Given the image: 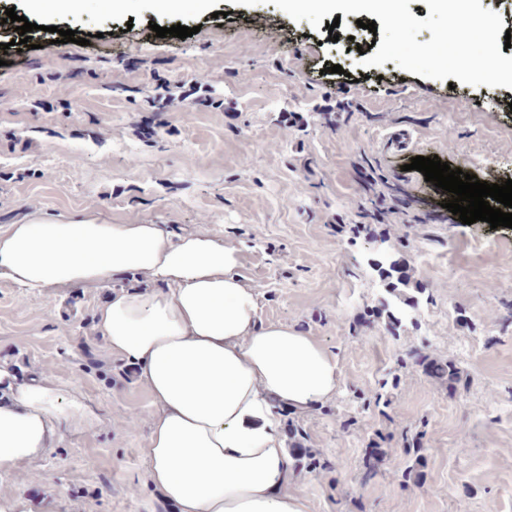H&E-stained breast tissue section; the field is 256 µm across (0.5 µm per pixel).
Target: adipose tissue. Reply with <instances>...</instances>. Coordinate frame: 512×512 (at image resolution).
Wrapping results in <instances>:
<instances>
[{
  "label": "adipose tissue",
  "instance_id": "1",
  "mask_svg": "<svg viewBox=\"0 0 512 512\" xmlns=\"http://www.w3.org/2000/svg\"><path fill=\"white\" fill-rule=\"evenodd\" d=\"M233 242L172 238L157 224L78 218L0 229V278L27 292L99 286L129 272L154 290L113 293L97 327L140 366L161 413L148 438L151 478L180 512H310L290 488L278 408L302 409L339 384L335 357L313 336L261 324L260 290ZM29 384L0 405V467L40 457L63 411Z\"/></svg>",
  "mask_w": 512,
  "mask_h": 512
}]
</instances>
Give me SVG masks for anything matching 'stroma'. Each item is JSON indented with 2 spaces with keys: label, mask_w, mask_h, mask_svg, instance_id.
Segmentation results:
<instances>
[{
  "label": "stroma",
  "mask_w": 512,
  "mask_h": 512,
  "mask_svg": "<svg viewBox=\"0 0 512 512\" xmlns=\"http://www.w3.org/2000/svg\"><path fill=\"white\" fill-rule=\"evenodd\" d=\"M9 8L37 29L16 48L14 24L0 26V227L92 217L238 243L242 274L262 286L261 323L315 336L339 366L338 387L289 416L318 460L294 466L292 488L311 512H512V229L461 223L409 167L435 155L480 181L512 180V89L452 87L391 61L360 66L373 34L356 15H341L333 42L267 0L205 10L182 0L175 13L136 0L120 15L103 0L70 14L0 0V15ZM175 24L194 35L157 37L155 26ZM56 27L89 45L54 43ZM197 81L218 107L188 103L167 126L133 134L150 94ZM283 112L301 119L284 126ZM378 196L392 209L382 251L336 230L361 223ZM384 258L408 271L402 293L380 278ZM110 291L25 295L0 278V402L34 382L91 414L62 416L27 468H0L1 502L168 512L147 456L161 407L143 376L116 379L128 361L105 337L87 336ZM414 351L454 363L456 392ZM382 386L387 409L367 400ZM134 412L138 428L117 427ZM381 434L382 458L364 479ZM28 468L44 482H23Z\"/></svg>",
  "instance_id": "stroma-1"
}]
</instances>
